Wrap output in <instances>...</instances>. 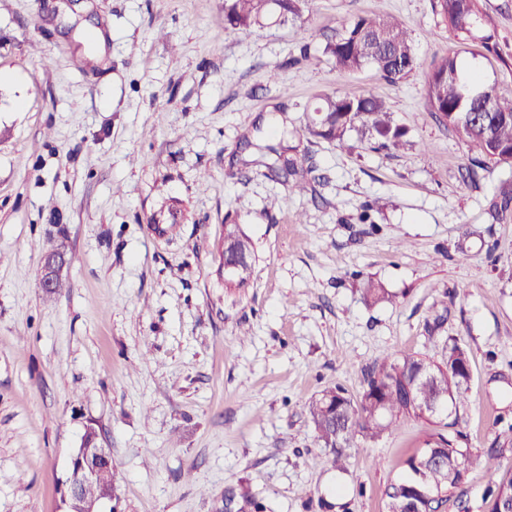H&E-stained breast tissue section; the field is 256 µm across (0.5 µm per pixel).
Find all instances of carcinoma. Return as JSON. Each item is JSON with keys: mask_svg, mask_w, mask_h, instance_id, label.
<instances>
[{"mask_svg": "<svg viewBox=\"0 0 512 512\" xmlns=\"http://www.w3.org/2000/svg\"><path fill=\"white\" fill-rule=\"evenodd\" d=\"M308 0H224L225 27L251 31L303 18ZM442 22L457 35L470 38L480 19L478 0H434ZM323 53L342 72L366 65L377 68L382 78L397 82L417 68L410 34L401 23L386 17L357 16L334 38L326 40ZM424 95L430 111L442 123L459 132L476 151L479 164L512 160V97H501L494 87L481 85L465 75L457 57H443L428 74ZM305 129L315 137L344 144L351 134L380 148H397L407 135L385 102L368 93L359 96L325 97L322 105L305 113ZM311 169L283 163L280 175L295 192L305 191ZM226 238L236 255L252 261L253 243L236 224L226 225ZM367 301L391 303L394 296L370 282L364 289ZM470 380L467 353L459 345L446 348L440 359L394 356L366 370L359 400L352 401L336 386L323 391L308 405L317 439L326 449L325 462L345 469V450L356 440L375 442L407 420L432 425L421 449L411 456L406 476L391 483L386 491L388 512L400 507L407 493L436 491L438 497L416 496L420 512H438L464 484L468 451L460 446V407L464 406ZM118 474L105 469L84 494L99 496L101 488L116 485ZM512 495V472L502 475L489 490L491 510L498 500ZM235 512H259L258 502L247 494L228 498Z\"/></svg>", "mask_w": 512, "mask_h": 512, "instance_id": "1", "label": "carcinoma"}]
</instances>
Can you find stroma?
Instances as JSON below:
<instances>
[{
    "label": "stroma",
    "mask_w": 512,
    "mask_h": 512,
    "mask_svg": "<svg viewBox=\"0 0 512 512\" xmlns=\"http://www.w3.org/2000/svg\"><path fill=\"white\" fill-rule=\"evenodd\" d=\"M479 3L463 41L432 0H311L303 24L250 32L225 28L224 0H0V512H64L91 423L120 474L101 512H221L244 489L265 512H386L429 424L355 443L338 471L308 404L451 343L470 463L441 512H489L512 469V206L494 207L512 164L467 176L424 98L448 53L512 96V0ZM358 14L403 23L419 68L337 71L323 39ZM333 92L383 97L404 142L309 136ZM285 149L314 169L305 193L271 170ZM229 224L254 243L245 288L224 281ZM51 250L66 287L46 295ZM370 280L394 302H367ZM63 263L64 259L60 253L52 252L45 255L40 279V288H42L43 291H49L53 288Z\"/></svg>",
    "instance_id": "stroma-1"
}]
</instances>
